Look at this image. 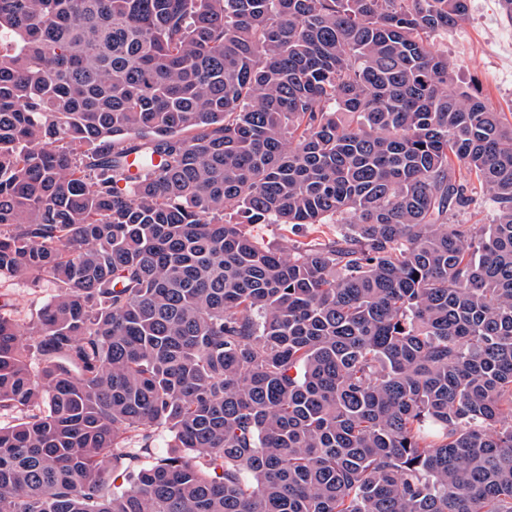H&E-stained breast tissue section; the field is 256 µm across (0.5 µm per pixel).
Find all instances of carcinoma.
Segmentation results:
<instances>
[{
    "mask_svg": "<svg viewBox=\"0 0 512 512\" xmlns=\"http://www.w3.org/2000/svg\"><path fill=\"white\" fill-rule=\"evenodd\" d=\"M467 12L0 0V277L56 288L27 340L0 313V512H512V123L435 48ZM474 179L495 221L453 224ZM250 230L254 238L265 246L286 247L288 240L294 238L284 224H253Z\"/></svg>",
    "mask_w": 512,
    "mask_h": 512,
    "instance_id": "carcinoma-1",
    "label": "carcinoma"
}]
</instances>
